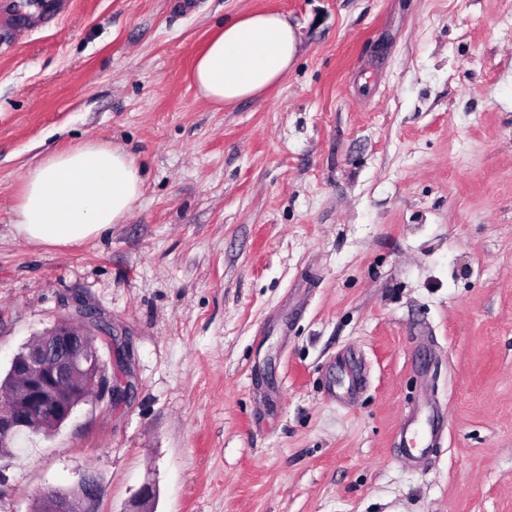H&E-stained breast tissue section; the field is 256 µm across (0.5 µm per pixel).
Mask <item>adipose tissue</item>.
<instances>
[{
  "mask_svg": "<svg viewBox=\"0 0 512 512\" xmlns=\"http://www.w3.org/2000/svg\"><path fill=\"white\" fill-rule=\"evenodd\" d=\"M300 46L298 29L275 11L226 20L198 56L191 81L216 107L259 96L282 81ZM141 169L118 145L86 141L28 169L13 225L29 243L66 246L122 223L142 194Z\"/></svg>",
  "mask_w": 512,
  "mask_h": 512,
  "instance_id": "obj_1",
  "label": "adipose tissue"
}]
</instances>
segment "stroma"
Here are the masks:
<instances>
[{
	"label": "stroma",
	"mask_w": 512,
	"mask_h": 512,
	"mask_svg": "<svg viewBox=\"0 0 512 512\" xmlns=\"http://www.w3.org/2000/svg\"><path fill=\"white\" fill-rule=\"evenodd\" d=\"M247 10L300 53L219 109L189 72ZM88 139L141 198L29 244L27 169ZM73 299L131 390L24 435L0 512L85 472L99 512L146 483L153 512H512V0H0V378ZM426 396L448 420L420 470L393 435Z\"/></svg>",
	"instance_id": "obj_1"
}]
</instances>
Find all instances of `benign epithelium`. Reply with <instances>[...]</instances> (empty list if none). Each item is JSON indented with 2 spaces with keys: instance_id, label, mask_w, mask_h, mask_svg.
<instances>
[{
  "instance_id": "benign-epithelium-1",
  "label": "benign epithelium",
  "mask_w": 512,
  "mask_h": 512,
  "mask_svg": "<svg viewBox=\"0 0 512 512\" xmlns=\"http://www.w3.org/2000/svg\"><path fill=\"white\" fill-rule=\"evenodd\" d=\"M105 336H112V327L78 303L68 320L13 358L10 373L19 384L0 395V453L11 454L17 434L32 423L62 424L71 417L86 397V380L98 376L101 357L96 342ZM153 497V486L143 485L134 496V512H151ZM98 498V479L85 472L71 488L47 492L40 512H95Z\"/></svg>"
}]
</instances>
